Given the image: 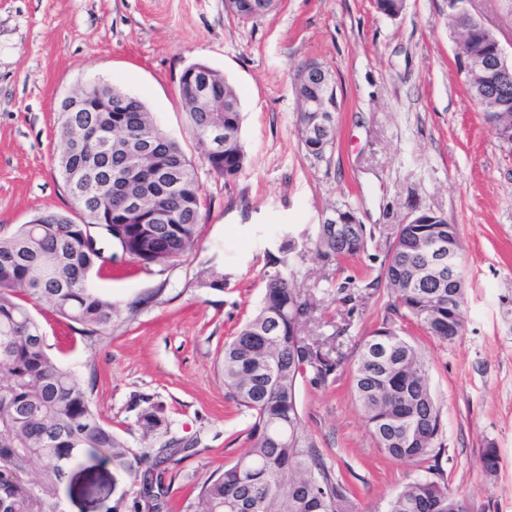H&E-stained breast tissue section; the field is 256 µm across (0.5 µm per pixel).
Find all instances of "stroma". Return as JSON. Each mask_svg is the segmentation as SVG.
Returning a JSON list of instances; mask_svg holds the SVG:
<instances>
[{"label": "stroma", "mask_w": 512, "mask_h": 512, "mask_svg": "<svg viewBox=\"0 0 512 512\" xmlns=\"http://www.w3.org/2000/svg\"><path fill=\"white\" fill-rule=\"evenodd\" d=\"M448 0H405L395 17L375 0H279L258 18L225 0H0V230L71 200L56 168L58 101L90 81L138 98L195 165L202 190L196 249L169 264L91 273L111 325L87 339L47 302L31 306L51 355L93 387L102 421L131 450L171 441L168 512L248 447L251 418L224 386V345L258 307L283 234L304 249L288 266L318 306L304 335L341 333L355 349L382 322L423 354L442 419L440 445L418 463L387 458L355 400L349 371L302 382L306 433L365 512H384L409 481L443 473L470 512H512V153L471 98ZM316 61L336 82V143L308 157L296 127L294 77ZM238 91L246 167L227 179L201 158L178 94L188 66ZM367 229L354 257L329 261L309 242L332 206ZM432 211L457 226L465 331L431 338L391 314L379 281L400 225ZM356 301L344 302L343 289ZM160 408L163 426L140 416ZM499 454L487 479L482 454ZM139 479L85 455L54 500L59 512H145Z\"/></svg>", "instance_id": "stroma-1"}]
</instances>
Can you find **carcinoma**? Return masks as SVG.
Masks as SVG:
<instances>
[{
	"label": "carcinoma",
	"instance_id": "1",
	"mask_svg": "<svg viewBox=\"0 0 512 512\" xmlns=\"http://www.w3.org/2000/svg\"><path fill=\"white\" fill-rule=\"evenodd\" d=\"M485 38L464 41L472 63L488 55ZM473 99L487 111L490 102L480 81L467 80ZM222 99V111L181 100L202 159L215 173L233 177L247 155L241 140V110L236 89L216 71L208 86ZM126 162L135 164L142 140L162 136L150 113L135 97L124 106ZM224 127V158L208 154L205 129ZM99 122L95 112L59 114L62 150L57 171L69 184L73 169L97 149L92 140ZM173 191L155 202L170 216L161 224H107L89 203L71 198L72 213L52 212L37 224H20L0 233V512H57L50 502L68 478L70 468L90 453L130 475L142 477L148 512H164L165 470L162 465L180 452L166 446L132 454L101 420L91 391L71 368L48 352L43 329L29 304L46 300L60 318L82 326L87 337L112 324V300L88 283L93 269L128 258L144 266L180 260L198 244L202 222L201 191L193 163L176 141ZM450 249L460 252L456 225L402 224L385 267L387 309L419 323L441 342L463 335L464 281L448 283L421 275L427 265L428 236L433 228ZM85 232L89 241L78 234ZM121 255H104L99 236ZM366 245L362 224L349 225L343 236L317 235L314 247L325 259L360 253ZM298 242L283 236L276 264L290 265ZM315 306L279 271L267 275L256 312L225 343L224 387L250 415V448L233 464L216 472L183 505V512H362L349 483L332 472L307 436L297 402L303 381L316 385L336 379L351 363L355 399L378 447L389 457L423 461L442 432L439 406L417 348L393 327L382 323L360 343L355 354L343 350L336 334L324 341L302 335ZM489 479L498 472V452L489 444L482 457ZM38 465L34 479L28 466ZM385 512H467L464 501L448 489L441 473L404 485L388 500Z\"/></svg>",
	"mask_w": 512,
	"mask_h": 512
}]
</instances>
